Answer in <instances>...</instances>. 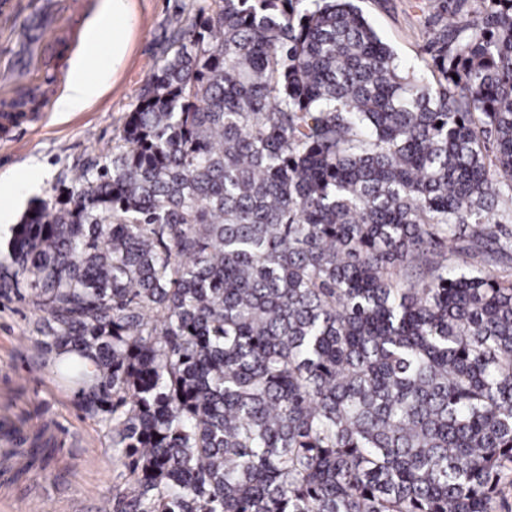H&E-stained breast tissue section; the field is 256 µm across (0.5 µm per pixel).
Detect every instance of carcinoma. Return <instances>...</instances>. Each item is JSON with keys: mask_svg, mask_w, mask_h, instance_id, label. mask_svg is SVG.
I'll use <instances>...</instances> for the list:
<instances>
[{"mask_svg": "<svg viewBox=\"0 0 512 512\" xmlns=\"http://www.w3.org/2000/svg\"><path fill=\"white\" fill-rule=\"evenodd\" d=\"M442 9L428 77L354 0H200L103 160L14 225L125 470L105 512L509 508L512 0Z\"/></svg>", "mask_w": 512, "mask_h": 512, "instance_id": "carcinoma-1", "label": "carcinoma"}]
</instances>
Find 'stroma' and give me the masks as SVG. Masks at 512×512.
<instances>
[{
	"label": "stroma",
	"mask_w": 512,
	"mask_h": 512,
	"mask_svg": "<svg viewBox=\"0 0 512 512\" xmlns=\"http://www.w3.org/2000/svg\"><path fill=\"white\" fill-rule=\"evenodd\" d=\"M192 0H131L135 24L127 35L120 68L112 66V29L100 11L78 14L75 46L61 49L56 80L78 71L102 77V93L80 112L55 111L58 90L41 119L0 141V250L14 224L36 200H50L60 181L70 180L110 150L124 118L136 102L150 70L161 59L169 22ZM365 18L399 60L415 62L423 48L440 0H355ZM39 314L23 288L0 287V373L15 374L12 395L26 410L59 427L62 441L51 470L32 473L39 485L25 497L0 491V512H99L104 495L119 484L107 430L79 407L73 390L54 373L55 356L40 346Z\"/></svg>",
	"instance_id": "1"
}]
</instances>
